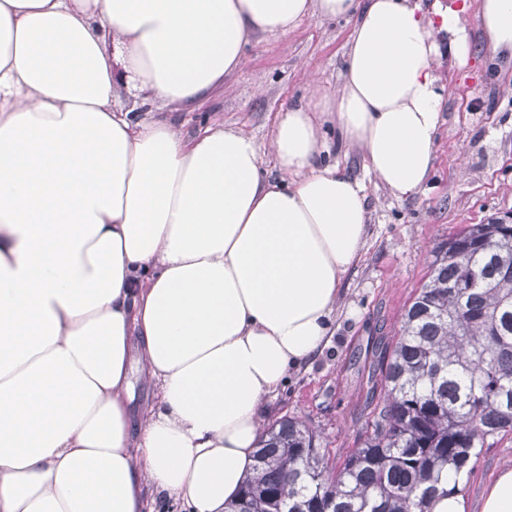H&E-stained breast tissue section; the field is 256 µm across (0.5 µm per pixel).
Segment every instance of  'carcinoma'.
I'll use <instances>...</instances> for the list:
<instances>
[{"instance_id":"carcinoma-1","label":"carcinoma","mask_w":512,"mask_h":512,"mask_svg":"<svg viewBox=\"0 0 512 512\" xmlns=\"http://www.w3.org/2000/svg\"><path fill=\"white\" fill-rule=\"evenodd\" d=\"M358 447L335 472L305 424L268 428L234 512H427L512 431V224H468L433 251L398 337L378 338Z\"/></svg>"}]
</instances>
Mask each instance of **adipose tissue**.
Listing matches in <instances>:
<instances>
[{
    "label": "adipose tissue",
    "instance_id": "1",
    "mask_svg": "<svg viewBox=\"0 0 512 512\" xmlns=\"http://www.w3.org/2000/svg\"><path fill=\"white\" fill-rule=\"evenodd\" d=\"M344 18L343 86L253 137L195 109L255 33ZM493 46L512 0H485ZM463 11L419 0H0V512H227L261 412L322 352L369 230L365 183L422 192L442 120L436 62ZM139 92L145 117L119 105ZM156 387L134 413L130 370Z\"/></svg>",
    "mask_w": 512,
    "mask_h": 512
}]
</instances>
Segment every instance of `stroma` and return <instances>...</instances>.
<instances>
[{"mask_svg": "<svg viewBox=\"0 0 512 512\" xmlns=\"http://www.w3.org/2000/svg\"><path fill=\"white\" fill-rule=\"evenodd\" d=\"M437 1L469 2L473 51L463 66L450 54L442 56L444 112L427 188L397 198L367 176L356 150L332 151L330 162L367 184L369 236L342 282L329 344L289 378L263 416L267 425L284 416L304 421L332 467L357 446L364 426L358 407L371 344L375 337L397 335L410 298L427 278L435 247L464 225L512 213V51L487 49L476 23L482 0L420 3L429 11ZM352 30V22L314 17L285 36L256 34L223 89L195 111L182 113L183 132L222 125L252 136L261 151H268L279 112L303 101L312 85L341 89ZM507 465H512L510 432L483 450L461 484L471 512H478L485 486Z\"/></svg>", "mask_w": 512, "mask_h": 512, "instance_id": "1", "label": "stroma"}]
</instances>
